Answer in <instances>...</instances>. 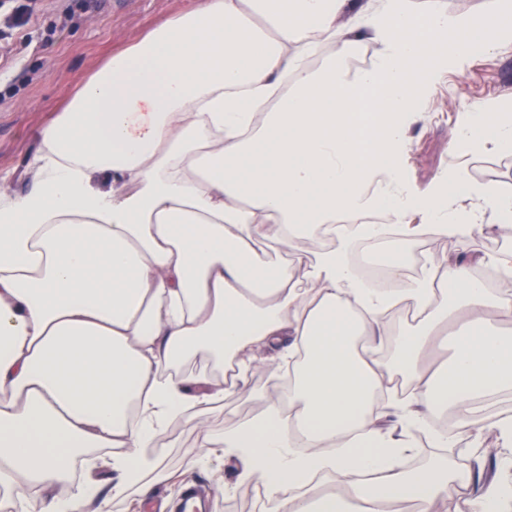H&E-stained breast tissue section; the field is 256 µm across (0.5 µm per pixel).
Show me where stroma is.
Masks as SVG:
<instances>
[{
    "label": "stroma",
    "instance_id": "stroma-1",
    "mask_svg": "<svg viewBox=\"0 0 512 512\" xmlns=\"http://www.w3.org/2000/svg\"><path fill=\"white\" fill-rule=\"evenodd\" d=\"M27 26L6 30L12 0H0V32L8 31V53H0V192L24 194L30 184L29 159L41 148V130L72 91L112 51L134 43L149 28L190 9L193 0H38ZM497 98L512 101V43L475 53L463 71L444 72L427 90L426 118L409 131L402 156L410 189L425 193L446 168L461 167L479 185L512 187V153H458L451 137L466 107ZM403 252L421 248L424 259L490 256L512 249V230L497 228L464 237L417 236L400 244ZM197 431L187 425L166 429L155 451L162 469L145 474L151 497L179 498L183 487L206 493L207 512H263L249 484H237L231 461L203 465L196 460ZM178 482H171V475Z\"/></svg>",
    "mask_w": 512,
    "mask_h": 512
}]
</instances>
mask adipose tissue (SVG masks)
Wrapping results in <instances>:
<instances>
[{
    "label": "adipose tissue",
    "mask_w": 512,
    "mask_h": 512,
    "mask_svg": "<svg viewBox=\"0 0 512 512\" xmlns=\"http://www.w3.org/2000/svg\"><path fill=\"white\" fill-rule=\"evenodd\" d=\"M365 39L377 55L349 75ZM506 43L512 0L470 20L439 0H194L113 54L43 129L27 192L0 196V485L25 512H110L161 467L149 449L166 427L213 447L211 413L231 391L266 405L221 445L268 512H436L454 495L468 512H512L511 417L494 424L501 478L445 457L403 464L409 428L450 447L484 430L477 403L512 389V338L497 329L512 318V251L429 261L392 291L363 287L349 263L357 239L512 225V187L451 168L417 196L399 164L425 119L423 81ZM324 45L336 56L313 66ZM452 144L511 152L512 104L464 113ZM379 209L388 223H364ZM311 245L305 272L282 261ZM485 265L497 294L476 276ZM400 304L424 317L396 334ZM451 317L448 364L428 372ZM275 349L293 364L284 409L255 387ZM191 356L213 370H183ZM387 372L413 395L386 429L372 399Z\"/></svg>",
    "instance_id": "ef3b65f1"
}]
</instances>
